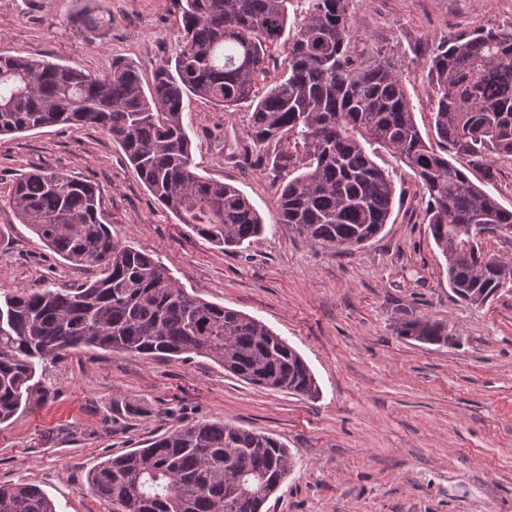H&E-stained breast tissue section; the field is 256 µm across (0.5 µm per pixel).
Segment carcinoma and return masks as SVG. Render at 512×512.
<instances>
[{"mask_svg":"<svg viewBox=\"0 0 512 512\" xmlns=\"http://www.w3.org/2000/svg\"><path fill=\"white\" fill-rule=\"evenodd\" d=\"M71 14L101 24L97 0ZM349 0H185L174 62L144 88L139 71L117 60L102 75L46 59L0 56V135L46 126L95 127L123 147L137 176L180 223L225 250L250 246L263 221L236 187L191 165L184 99L228 111L250 101L248 136L274 148L275 166L295 173L279 188V223L329 248L364 247L388 223L396 193L377 164L379 149L401 159L423 189L426 220L461 300L482 306L512 290V257L484 258L472 226L512 230V210L475 184L450 155L487 168L512 158V28L451 34L432 49L431 121L437 145L414 120L406 76L390 54L354 55ZM294 14L283 68L255 95L271 49ZM9 204L54 254L99 269L76 288L45 286L0 301V425L29 406L37 366L67 351L99 348L144 357L204 356L273 391L315 398L319 385L301 355L259 319L188 293L150 254L112 240L100 220L96 184L40 168L24 174ZM403 337L451 346L456 337L407 320ZM280 441L224 421L201 420L112 456L88 475L111 512H261L291 470ZM241 483L248 496L225 501ZM0 512H56L38 486L0 485Z\"/></svg>","mask_w":512,"mask_h":512,"instance_id":"1","label":"carcinoma"}]
</instances>
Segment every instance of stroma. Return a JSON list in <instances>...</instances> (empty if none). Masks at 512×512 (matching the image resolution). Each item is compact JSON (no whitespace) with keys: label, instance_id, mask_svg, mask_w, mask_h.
I'll list each match as a JSON object with an SVG mask.
<instances>
[{"label":"stroma","instance_id":"1","mask_svg":"<svg viewBox=\"0 0 512 512\" xmlns=\"http://www.w3.org/2000/svg\"><path fill=\"white\" fill-rule=\"evenodd\" d=\"M75 8L74 0H0V55L93 74L122 59L148 83L178 51V0H100L96 31L69 23ZM349 12L357 56L390 52L426 137L432 48L451 34L512 25V0H349ZM251 112L248 101L227 112L196 97L183 114L197 173L236 186L264 220L263 236L236 252L180 224L100 129L0 136V293L96 277V268L53 255L7 203L26 172L63 170L96 183L113 240L151 254L190 294L284 338L314 374L318 397L254 386L203 356L74 350L42 376L47 397L0 425V484H37L56 512H110L88 484L92 467L177 426L224 420L292 454L263 512H512V291L480 307L453 296L423 191L385 152L378 162L396 187L392 213L364 248L339 253L279 224L284 173L249 138ZM407 319L442 324L458 342L402 337ZM130 404L139 414H128Z\"/></svg>","mask_w":512,"mask_h":512}]
</instances>
